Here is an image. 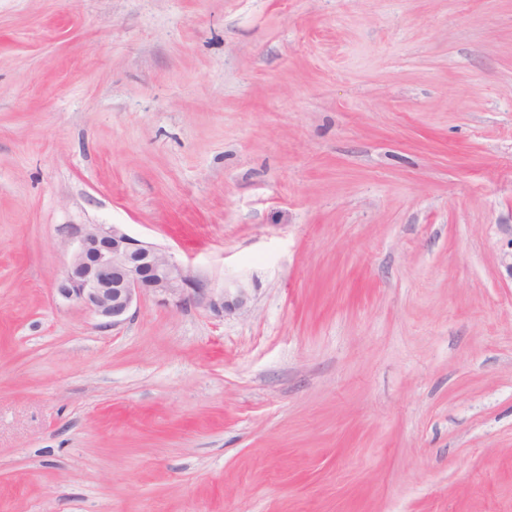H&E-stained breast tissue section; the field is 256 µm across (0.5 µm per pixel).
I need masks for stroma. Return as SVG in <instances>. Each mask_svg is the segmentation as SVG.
Segmentation results:
<instances>
[{"label": "stroma", "mask_w": 512, "mask_h": 512, "mask_svg": "<svg viewBox=\"0 0 512 512\" xmlns=\"http://www.w3.org/2000/svg\"><path fill=\"white\" fill-rule=\"evenodd\" d=\"M510 252L512 0H0V512H512ZM76 247L56 292L99 319V327L124 321L142 297L154 295L176 307L203 305L214 314L242 308L247 289L209 291L166 250L131 238L118 225L86 224L75 231Z\"/></svg>", "instance_id": "35a3bbf8"}]
</instances>
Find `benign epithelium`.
Instances as JSON below:
<instances>
[{
  "mask_svg": "<svg viewBox=\"0 0 512 512\" xmlns=\"http://www.w3.org/2000/svg\"><path fill=\"white\" fill-rule=\"evenodd\" d=\"M75 238L76 247L56 292L98 318L101 328L124 321L147 295L177 307L202 305L214 314L247 304L244 286L210 291L168 251L131 238L116 224L83 225Z\"/></svg>",
  "mask_w": 512,
  "mask_h": 512,
  "instance_id": "7a95c632",
  "label": "benign epithelium"
}]
</instances>
